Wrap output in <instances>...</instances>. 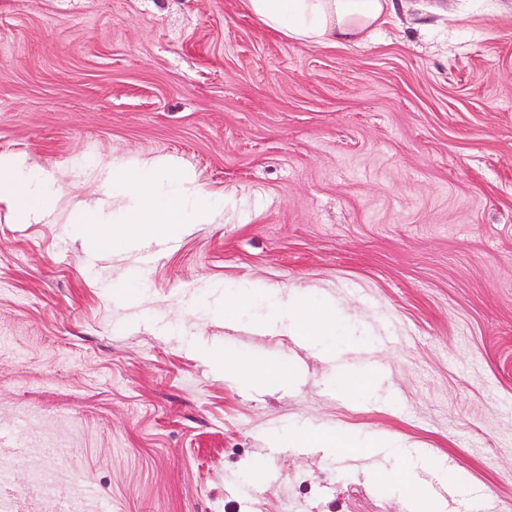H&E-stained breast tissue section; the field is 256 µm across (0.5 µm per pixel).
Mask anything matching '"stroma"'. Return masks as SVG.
Returning <instances> with one entry per match:
<instances>
[{"label": "stroma", "instance_id": "35a3bbf8", "mask_svg": "<svg viewBox=\"0 0 512 512\" xmlns=\"http://www.w3.org/2000/svg\"><path fill=\"white\" fill-rule=\"evenodd\" d=\"M394 4L323 46L247 0H0V152L61 188L33 224L0 205L9 512H407L364 461L277 444L310 424L443 458L452 512H512V0ZM158 155L223 210L91 253L69 216L119 209L99 168ZM264 285L334 300L341 361L212 308ZM215 346L292 376H226ZM336 384L348 394L372 393L376 390L374 377L352 374L346 370L338 373Z\"/></svg>", "mask_w": 512, "mask_h": 512}]
</instances>
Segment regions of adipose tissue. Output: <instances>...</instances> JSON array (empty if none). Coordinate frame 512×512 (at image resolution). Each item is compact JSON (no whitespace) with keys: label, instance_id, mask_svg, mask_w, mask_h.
<instances>
[{"label":"adipose tissue","instance_id":"obj_1","mask_svg":"<svg viewBox=\"0 0 512 512\" xmlns=\"http://www.w3.org/2000/svg\"><path fill=\"white\" fill-rule=\"evenodd\" d=\"M248 6L265 27L297 41L323 45L366 40L394 12L393 0H248ZM99 176L108 193L122 199L124 206L109 219L95 208L71 215V223L77 224L91 251L128 253L147 242L182 233L187 223L209 224L214 219L210 198L197 177L171 159L158 157L137 165L115 161L101 169ZM59 196L60 189L45 168L0 152V203L19 221L28 224L50 215ZM256 302L262 303L263 310L256 315L254 328L285 331L308 343L335 333L344 318L343 310L332 301L308 294L285 300L278 289L264 286L225 295V323H236L240 310ZM205 357L227 375L263 385L282 384L289 376L287 367L279 363L230 358L216 347L207 350ZM290 440L305 448H343L356 459L371 458L375 449L397 443L391 436L361 440L317 425L301 428ZM374 477L379 483L402 488L408 512H445V503L435 499L418 479L416 467L380 468Z\"/></svg>","mask_w":512,"mask_h":512}]
</instances>
